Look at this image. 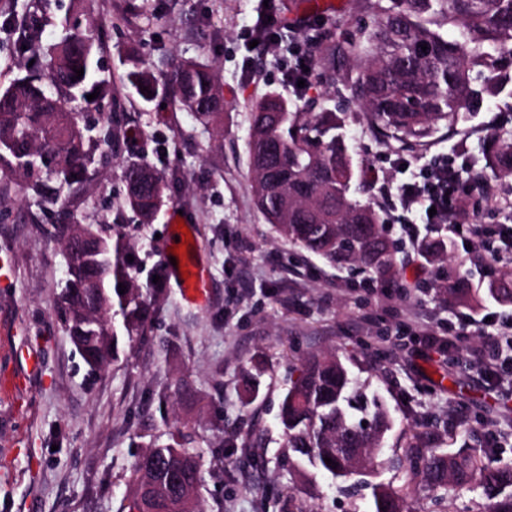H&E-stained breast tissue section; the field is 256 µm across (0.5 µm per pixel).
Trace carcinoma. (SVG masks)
<instances>
[{
    "label": "carcinoma",
    "instance_id": "cac0c4a2",
    "mask_svg": "<svg viewBox=\"0 0 512 512\" xmlns=\"http://www.w3.org/2000/svg\"><path fill=\"white\" fill-rule=\"evenodd\" d=\"M376 18L341 45L330 32L311 25L308 39L316 63L352 58V96L370 123L403 148L422 146L441 121L479 112L490 97L512 98V0H368ZM64 33L43 56L53 87L27 75L0 87V171L28 181L46 203L59 208L61 222L39 226L54 240L65 261L67 278L56 301L58 320L91 370L119 356L120 340L148 336L151 308L160 288H144L130 276L137 265L133 237L112 225L86 226L71 221L63 189L87 180L93 143L81 124L82 105L110 96L94 57L96 29L65 20ZM15 51L37 54L29 27H17ZM427 46L422 50L421 46ZM128 85L149 103L169 92L181 107L205 124H220L214 106L219 91L213 67L185 60L172 84H159L142 66L136 48L127 49ZM84 69L82 77L76 70ZM146 87L148 91L141 92ZM99 92L89 101L87 95ZM346 116L324 106L302 112L296 103L269 90L251 103L247 141L255 205L265 220L294 247L340 269L358 268L376 280L398 275L397 249L383 233L375 207L355 197L360 185L343 128ZM277 141L281 151H268ZM492 174H512V132L495 136L482 148ZM125 204L149 224L167 201L168 178L147 164L124 171ZM133 261H128V256ZM126 286L119 293L118 285ZM448 303L472 308L476 289L458 276L442 287ZM483 295L512 304V280L497 277ZM370 417L360 431L353 415ZM288 466L308 465L346 481L358 469L372 470L391 418L377 399L352 391V380L334 353L312 354L290 376L279 414ZM329 457L337 466L324 461ZM409 483L372 486L373 512H404L410 482L432 487L478 485L489 495L485 512H512V466L460 449L442 454L415 441L406 455ZM201 478L199 456L178 443L153 445L136 460L128 512H200L195 497Z\"/></svg>",
    "mask_w": 512,
    "mask_h": 512
}]
</instances>
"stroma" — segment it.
Instances as JSON below:
<instances>
[{"label": "stroma", "mask_w": 512, "mask_h": 512, "mask_svg": "<svg viewBox=\"0 0 512 512\" xmlns=\"http://www.w3.org/2000/svg\"><path fill=\"white\" fill-rule=\"evenodd\" d=\"M322 21L344 40L372 26L367 0H327ZM262 0H17L20 20L42 46L58 41L60 22L80 12L99 29L100 76L112 90L114 111L85 108L83 121L99 129L120 124L129 135L118 151L98 144L86 187L69 191L79 223L120 224L138 243L131 276L149 283L164 265L178 211L194 228V252L209 272L208 300L185 301L168 281L148 341L121 345L117 362L90 372L55 316L66 280L56 243L37 232L58 220L21 178L0 173V377L22 376L17 391H0V512H122L132 467L150 440L199 451L205 512H372L371 486L410 484L407 512H480L479 487L430 490L408 481L405 452L416 434L445 453L492 447L512 464V384L484 378L466 356L427 353L429 337L449 335L458 318L512 305L487 301L476 310L448 304L438 286L456 276L473 285L512 271V175L486 177L481 147L512 131V109L489 98L482 111L444 122L426 145L390 146L353 100L354 64L315 69L297 103L308 112L332 100L347 114L346 136L368 171L365 197L380 212L385 234L398 246V282H380L302 252L279 238L257 211L247 158L250 105L282 89L281 56L257 52L252 25ZM14 30L0 27V86L41 73L30 55L13 51ZM137 47L146 69L167 81L178 62L206 59L224 96L222 128L201 123L172 97L143 102L124 85L121 53ZM447 160L459 171L457 196L466 198L484 245L473 258L453 247L444 261L422 263L415 243L400 233L412 216L392 191ZM145 163L167 174L169 198L157 220L139 228L124 206L123 170ZM495 197L488 205L487 197ZM427 274L416 279L414 268ZM335 352L355 386L376 397L393 424L380 464L352 483L324 472L289 473L278 455V424L288 378L301 359ZM262 368L259 392L250 376Z\"/></svg>", "instance_id": "stroma-1"}]
</instances>
